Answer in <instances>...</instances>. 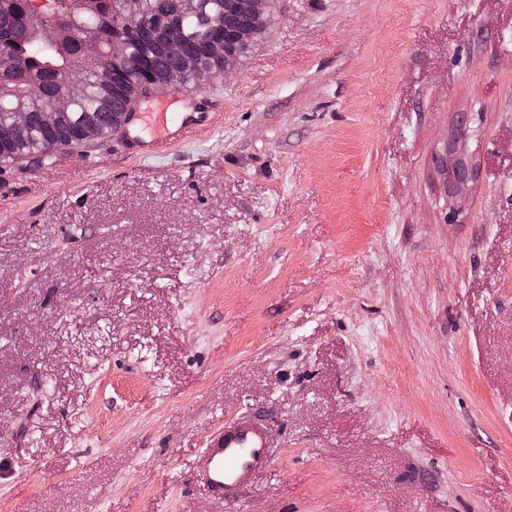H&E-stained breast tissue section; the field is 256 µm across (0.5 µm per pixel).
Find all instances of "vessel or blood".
<instances>
[{
  "mask_svg": "<svg viewBox=\"0 0 512 512\" xmlns=\"http://www.w3.org/2000/svg\"><path fill=\"white\" fill-rule=\"evenodd\" d=\"M144 113H132L129 136L138 143L141 156L155 155L158 148L179 140L188 126L185 113L157 112L152 118L156 133L142 140L139 125ZM272 436L263 419L247 413L227 421L207 439L198 455L195 477L217 499H235L256 474L271 463Z\"/></svg>",
  "mask_w": 512,
  "mask_h": 512,
  "instance_id": "b4317fda",
  "label": "vessel or blood"
}]
</instances>
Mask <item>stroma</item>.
<instances>
[{
	"label": "stroma",
	"mask_w": 512,
	"mask_h": 512,
	"mask_svg": "<svg viewBox=\"0 0 512 512\" xmlns=\"http://www.w3.org/2000/svg\"><path fill=\"white\" fill-rule=\"evenodd\" d=\"M173 95L214 110L154 157L0 174V512H512V0H274ZM247 412L271 468L214 500ZM272 436L263 419L247 413L224 422L198 454L195 477L217 499H236L271 463Z\"/></svg>",
	"instance_id": "stroma-1"
}]
</instances>
